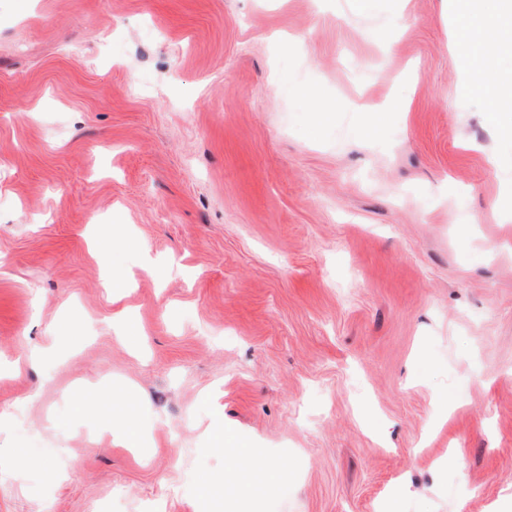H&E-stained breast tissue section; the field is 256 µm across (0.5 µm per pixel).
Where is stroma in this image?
I'll return each mask as SVG.
<instances>
[{
    "instance_id": "35a3bbf8",
    "label": "stroma",
    "mask_w": 512,
    "mask_h": 512,
    "mask_svg": "<svg viewBox=\"0 0 512 512\" xmlns=\"http://www.w3.org/2000/svg\"><path fill=\"white\" fill-rule=\"evenodd\" d=\"M454 35L447 0H0V512H224L219 417L277 470L243 512L512 503V144ZM99 405L101 413L109 417L112 415V419L116 417H122L127 421H132L137 416L139 410L142 408V404L123 396H116L112 394V398L107 393H102L99 397ZM130 407V410L128 408Z\"/></svg>"
}]
</instances>
